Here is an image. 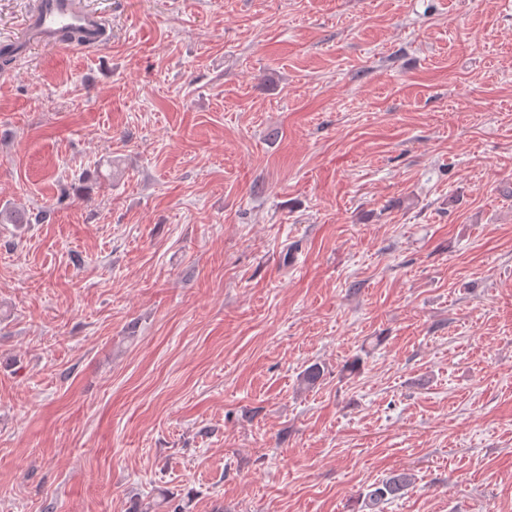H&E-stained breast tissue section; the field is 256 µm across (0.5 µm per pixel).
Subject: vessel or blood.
<instances>
[{
    "instance_id": "1",
    "label": "vessel or blood",
    "mask_w": 512,
    "mask_h": 512,
    "mask_svg": "<svg viewBox=\"0 0 512 512\" xmlns=\"http://www.w3.org/2000/svg\"><path fill=\"white\" fill-rule=\"evenodd\" d=\"M75 37L87 44L104 43L108 29L102 16L79 0H34L19 44L58 47Z\"/></svg>"
}]
</instances>
